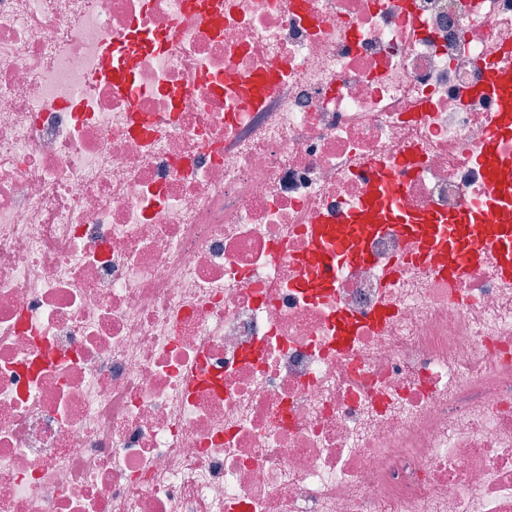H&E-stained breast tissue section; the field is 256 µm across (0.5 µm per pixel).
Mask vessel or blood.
Listing matches in <instances>:
<instances>
[{"label":"vessel or blood","mask_w":512,"mask_h":512,"mask_svg":"<svg viewBox=\"0 0 512 512\" xmlns=\"http://www.w3.org/2000/svg\"><path fill=\"white\" fill-rule=\"evenodd\" d=\"M486 91L495 102L496 122L487 132L476 160L487 179L498 187V195L482 207L467 206L448 216L412 213L402 209L399 202L402 174L415 169L416 159L405 158L399 174L368 168L371 188L365 198L347 209L340 223L320 224L314 230L313 243L322 263L335 257L352 263L368 260L366 250L350 249V238L365 227L389 222L417 237L426 256L446 243L466 250L477 247L481 240H494L503 271L512 274V230L502 229L499 221L501 212L512 211V163L504 161L498 150L500 137L512 134V71L488 65Z\"/></svg>","instance_id":"vessel-or-blood-1"}]
</instances>
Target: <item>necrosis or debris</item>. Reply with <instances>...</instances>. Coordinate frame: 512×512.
<instances>
[{"label":"necrosis or debris","instance_id":"obj_1","mask_svg":"<svg viewBox=\"0 0 512 512\" xmlns=\"http://www.w3.org/2000/svg\"><path fill=\"white\" fill-rule=\"evenodd\" d=\"M512 0H0V512H512V278L397 232L306 288L368 164L475 161Z\"/></svg>","mask_w":512,"mask_h":512}]
</instances>
